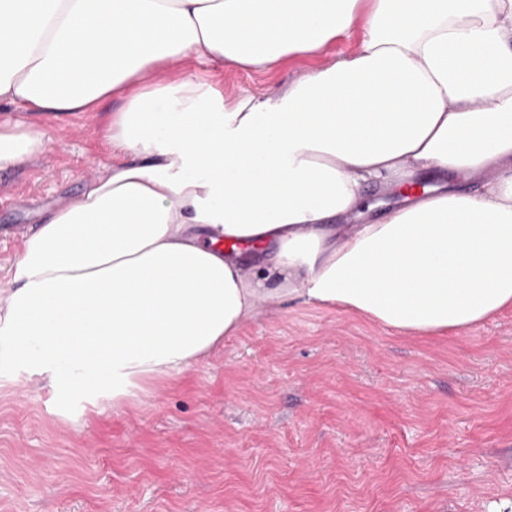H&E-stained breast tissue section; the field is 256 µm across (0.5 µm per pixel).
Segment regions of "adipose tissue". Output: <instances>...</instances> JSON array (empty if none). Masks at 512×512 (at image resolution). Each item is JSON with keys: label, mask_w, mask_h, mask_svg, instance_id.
<instances>
[{"label": "adipose tissue", "mask_w": 512, "mask_h": 512, "mask_svg": "<svg viewBox=\"0 0 512 512\" xmlns=\"http://www.w3.org/2000/svg\"><path fill=\"white\" fill-rule=\"evenodd\" d=\"M356 29L265 99L164 75L268 71ZM115 95L111 161L8 271L0 374L117 406L291 298L411 336L512 310V0H0V105ZM47 150L0 124V172ZM372 187L400 200L376 220Z\"/></svg>", "instance_id": "1"}]
</instances>
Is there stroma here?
Wrapping results in <instances>:
<instances>
[{"label": "stroma", "instance_id": "obj_1", "mask_svg": "<svg viewBox=\"0 0 512 512\" xmlns=\"http://www.w3.org/2000/svg\"><path fill=\"white\" fill-rule=\"evenodd\" d=\"M313 65L186 61L227 97L271 95ZM120 105L0 107L49 138L0 174V290L21 237L110 160L100 126ZM0 512H512V311L413 337L290 300L117 409L14 372L0 381Z\"/></svg>", "mask_w": 512, "mask_h": 512}]
</instances>
